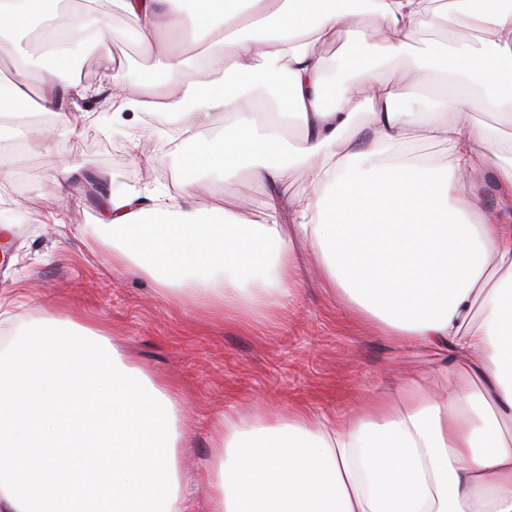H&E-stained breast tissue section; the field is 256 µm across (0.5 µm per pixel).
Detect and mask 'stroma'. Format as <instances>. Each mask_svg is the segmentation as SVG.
<instances>
[{
    "label": "stroma",
    "mask_w": 512,
    "mask_h": 512,
    "mask_svg": "<svg viewBox=\"0 0 512 512\" xmlns=\"http://www.w3.org/2000/svg\"><path fill=\"white\" fill-rule=\"evenodd\" d=\"M134 19L113 12L111 60L86 56L80 82L101 87L96 108L73 109V135L59 147L34 146L26 155L0 153V224L14 225L0 279V333L44 319L72 321L116 336L123 360L173 381L183 397L193 446L182 457L186 491L204 502L202 476L210 436L224 415L248 416L301 408L343 415L367 399L397 397L409 380L444 387L433 354L364 327L340 295L308 268L292 302L247 324L178 297H161L154 282L113 263L111 245H92L102 190L147 195L163 188L181 194L176 157L184 144L170 138L176 125L208 127L195 115L140 114L111 96L113 82L150 76L156 48L129 40ZM70 174H63L66 165ZM154 171L141 183L142 165ZM225 202L246 200L248 220H269L268 189L250 170L210 182Z\"/></svg>",
    "instance_id": "obj_1"
}]
</instances>
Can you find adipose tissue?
Instances as JSON below:
<instances>
[{"mask_svg": "<svg viewBox=\"0 0 512 512\" xmlns=\"http://www.w3.org/2000/svg\"><path fill=\"white\" fill-rule=\"evenodd\" d=\"M103 2L159 45L153 78L125 88L133 107L193 110L213 131L199 140L175 129L189 143L185 185L252 168L273 216L251 223L219 197L187 212L167 193H115L94 234L111 238L113 262L164 296L246 321L291 297L312 261L360 322L450 359L444 400L410 386L401 405L377 398L340 417L225 416L211 440L208 512H512V224L474 202L489 169L512 200V0H376L366 24L339 0H190L187 13L174 0ZM453 10L469 11L482 38L412 55L413 37ZM219 24L223 39L207 45ZM33 25L56 62L85 41L107 45L71 0H0V57L16 70L0 141L17 153L71 133L65 103L95 93L34 74L22 43ZM188 34L203 46L193 57L181 49ZM371 34L388 62L428 75L418 109L400 108L401 81L368 64ZM311 39L338 42L332 61ZM334 74L351 81L330 101ZM34 79L53 120L31 131L15 116ZM359 97L370 104L363 148L350 137ZM470 111L495 122L448 120ZM293 128L303 147L289 141ZM416 128L447 142L448 164L407 156ZM295 164L307 188L291 199ZM188 445L178 392L124 362L106 334L27 327L0 348V512H194L179 467Z\"/></svg>", "mask_w": 512, "mask_h": 512, "instance_id": "obj_1", "label": "adipose tissue"}]
</instances>
